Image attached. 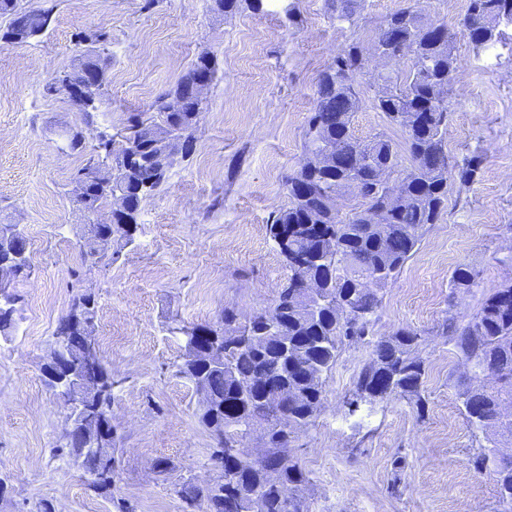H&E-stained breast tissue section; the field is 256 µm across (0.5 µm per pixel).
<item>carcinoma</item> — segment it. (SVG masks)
Returning <instances> with one entry per match:
<instances>
[{
  "label": "carcinoma",
  "mask_w": 512,
  "mask_h": 512,
  "mask_svg": "<svg viewBox=\"0 0 512 512\" xmlns=\"http://www.w3.org/2000/svg\"><path fill=\"white\" fill-rule=\"evenodd\" d=\"M359 0H327L326 8L337 19L352 20ZM51 10L28 9L20 0H0V16L9 23L0 37L15 44L27 43L50 26ZM512 25V0H469L460 36L476 51H482L505 39L503 28ZM457 35L438 36L426 25L424 15L410 7L391 13L379 26L373 45L385 57L397 56L410 62L404 75L382 72L371 83L374 108L381 112L388 126L403 134L404 149L411 159L399 197L388 202L374 182V168L398 158L395 144L385 133L367 140L357 138L352 118L361 106L356 77L365 68L367 58L362 46L353 42L336 54L331 67L316 82V101L307 121L303 150L308 155L329 146L336 153V165L328 169H309L302 164L285 177V184L306 181L312 193L304 200L288 195L287 204L273 216L267 233L288 268V278L279 288L275 305L288 335L300 337L298 355L280 359L273 349L265 352L224 343L218 333V347L224 350V368L207 369V357L183 355L177 374L192 384L205 383L214 398L212 405L198 408V420L209 431L213 457L219 459L224 449L246 438L247 426L257 421L278 422L288 415L299 421L301 428L311 425L324 404L325 382L336 364L343 344L360 342L370 335L381 304L379 288L386 285L402 265L414 254L426 226L439 220L448 203V179L454 177L462 185L474 180L482 162L473 155L460 163L450 164L445 151L449 97L455 70ZM99 56L88 54L83 64H75L59 77L70 84L82 79V66L103 67ZM193 70L183 74L171 90L157 98L152 113L128 127L126 135L116 140L105 133L101 141L112 145L115 153L132 147L141 155L148 154L154 141V129L170 120L184 131L183 144L177 153L185 157L192 149L193 129L202 106L190 92ZM180 96L182 111L167 112L166 99ZM167 175L143 159L126 172L130 187L143 189L145 197L160 191ZM354 187L361 198L348 216L333 212L328 206L331 195ZM386 211V222L375 224L372 213ZM132 227L112 226V246L100 251L93 247L80 249L84 259L109 265L128 245L135 243L139 231L137 217ZM292 229L288 249L279 241L280 228ZM27 238L18 232L12 253H0L28 267ZM313 277L323 286L326 297L343 303L337 310L328 305L314 307L313 300L300 293L298 281ZM372 280L373 287L361 288L360 281ZM450 297L464 294L477 286L467 268L460 266L450 280ZM15 294H0V334L14 329ZM97 300L76 294L68 313L57 330L64 332L90 327L91 342L86 356L93 366L84 374L87 383L99 388L98 407H112V375L100 354L96 339ZM442 334L449 337L463 363L469 369L493 374L501 385L490 392H480L462 380L458 385L461 413L472 434L480 435L484 444L472 457L479 471L489 470L497 477L498 500L495 512H512V463L500 464L496 449L512 444V421L497 419V408L512 405V280H507L486 295L477 313L466 322L451 317L443 323ZM418 336L411 330L399 329L391 335L370 342V360L359 373L349 406L374 405L396 398H407L423 406L421 387L426 374L424 361L416 355ZM263 377L273 387H282L294 398L288 411L262 402L246 385ZM293 437L272 429L266 457L248 464L233 480L235 495L241 496L240 512H251L247 494L258 487L263 496L262 512H308L305 500L289 505L281 496V485H303L306 475L295 461ZM58 451L82 470L94 471L97 479L86 483L87 489L100 496L112 494V481L117 463V438H112L105 460L82 456L80 437L66 440ZM211 485L183 480L173 485V492L185 504L183 512H196L204 502L213 512H224V496Z\"/></svg>",
  "instance_id": "1"
}]
</instances>
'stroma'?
<instances>
[{"mask_svg": "<svg viewBox=\"0 0 512 512\" xmlns=\"http://www.w3.org/2000/svg\"><path fill=\"white\" fill-rule=\"evenodd\" d=\"M52 11L49 28L0 46V224L20 225L30 269L14 291L15 330L0 335V512H182L172 485L220 479L212 441L197 417L198 396L176 373L183 355L172 323L239 320L273 306L288 271L266 226L284 206L286 174L303 157L316 79L350 43L369 45L387 16L411 7L459 31L468 0H361L339 21L325 0H262L217 11L214 0H22ZM107 35L109 82L95 130L125 131L155 99L209 53L218 73L193 131L161 190L145 199L133 245L112 265L83 261L76 231L84 217L71 175L89 152L68 147L84 116L46 87L76 59L77 32ZM353 132L393 140L372 105L368 73ZM451 160L482 158L475 180L448 182V204L414 255L380 291L374 337L400 328L418 335L425 363L423 408L399 399L350 410L367 343H347L325 383L323 408L294 441L307 481L308 512H495L496 477L477 472L479 446L460 411L463 368L442 334L446 318L470 319L483 297L512 279V47L474 52L458 39L445 137ZM477 276L451 296L459 265ZM95 293L97 341L114 381L112 423L121 440L111 498L91 493L64 445L68 410L41 370L75 290Z\"/></svg>", "mask_w": 512, "mask_h": 512, "instance_id": "1", "label": "stroma"}]
</instances>
